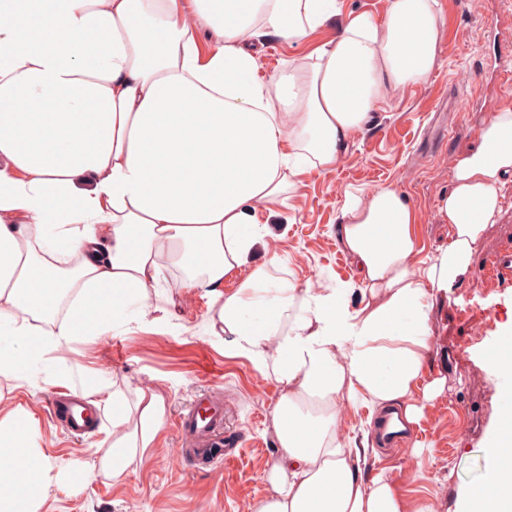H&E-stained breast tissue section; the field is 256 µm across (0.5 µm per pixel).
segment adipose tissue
Here are the masks:
<instances>
[{
  "label": "adipose tissue",
  "mask_w": 512,
  "mask_h": 512,
  "mask_svg": "<svg viewBox=\"0 0 512 512\" xmlns=\"http://www.w3.org/2000/svg\"><path fill=\"white\" fill-rule=\"evenodd\" d=\"M441 0H389L385 21L339 0H0V374L139 322L165 266L207 289L211 335L274 378L279 451L250 512H407L384 474L364 477L339 410L411 405L431 356L438 296L464 276L512 171V108L482 120L437 213L448 246L420 257L417 214L395 185L346 191L339 241L356 286L273 277L270 221L306 169H330L395 90L425 83ZM211 31L201 45V29ZM304 66L255 76L264 38L306 44ZM267 223H259L257 209ZM268 255L253 264L255 254ZM246 277L233 292L224 279ZM363 304L350 305L352 289ZM119 479L154 446L163 398L104 393ZM31 412L0 416V512H38L48 478ZM461 512H512V397Z\"/></svg>",
  "instance_id": "ef3b65f1"
}]
</instances>
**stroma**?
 Segmentation results:
<instances>
[{"label":"stroma","instance_id":"1","mask_svg":"<svg viewBox=\"0 0 512 512\" xmlns=\"http://www.w3.org/2000/svg\"><path fill=\"white\" fill-rule=\"evenodd\" d=\"M444 2L440 63L431 78L393 92L355 134L337 166L298 176L272 227L273 249L287 258V277L295 284L333 287L357 281V269L338 238L339 209L351 187L398 185L419 215L415 230L425 251L447 245L450 228L437 215V201L453 185L448 161L477 146L485 117L512 108V91L490 80L495 59L512 56V0H484L479 14L469 12L467 0ZM305 53L266 40L257 53L260 77L301 64ZM464 70L474 73L473 82H460ZM509 255L512 175L504 180L493 223L474 245L468 275L435 307L433 360L422 382L440 379L444 387L432 400L413 398L422 409L411 441L421 451L419 466L407 467L364 435L368 408L344 415V433L364 448L367 471L385 468L410 512H422L432 499L438 500L439 512H459L465 492L481 481L484 450L504 406L500 380L486 364L493 342L486 331L512 328V288L481 278L480 272ZM180 277L177 268H165L142 323L118 325L109 336L80 338L70 350L48 352L23 378L0 375L5 395L0 406L30 411L38 421L35 441L52 476L39 512H248L264 495L262 476L278 450L272 409L280 387L250 359L236 355L230 342L208 333L209 296L202 288H180ZM98 384L115 385L130 400L137 389L150 387L165 400L158 444L116 481L89 471L100 443L112 434L111 412H103L96 429L74 436L49 411L55 391L86 397ZM206 393L224 404L225 435L240 440L226 463L189 461L173 425L180 411Z\"/></svg>","mask_w":512,"mask_h":512}]
</instances>
